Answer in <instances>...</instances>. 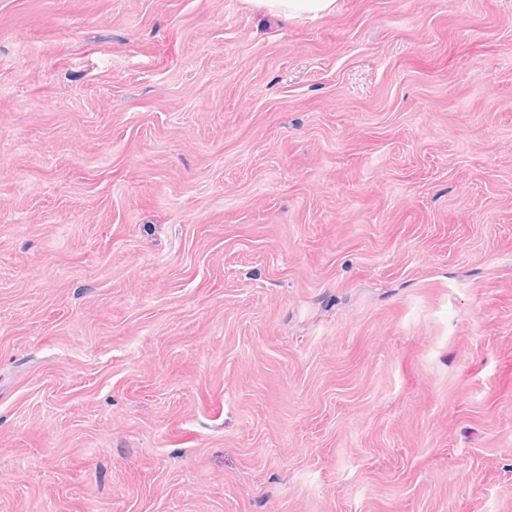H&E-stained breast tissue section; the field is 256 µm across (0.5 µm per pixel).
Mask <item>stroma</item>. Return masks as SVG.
<instances>
[{
    "mask_svg": "<svg viewBox=\"0 0 512 512\" xmlns=\"http://www.w3.org/2000/svg\"><path fill=\"white\" fill-rule=\"evenodd\" d=\"M0 512H512V0H0ZM252 8L270 14L296 19L301 17L316 18L335 9V0H244Z\"/></svg>",
    "mask_w": 512,
    "mask_h": 512,
    "instance_id": "35a3bbf8",
    "label": "stroma"
}]
</instances>
